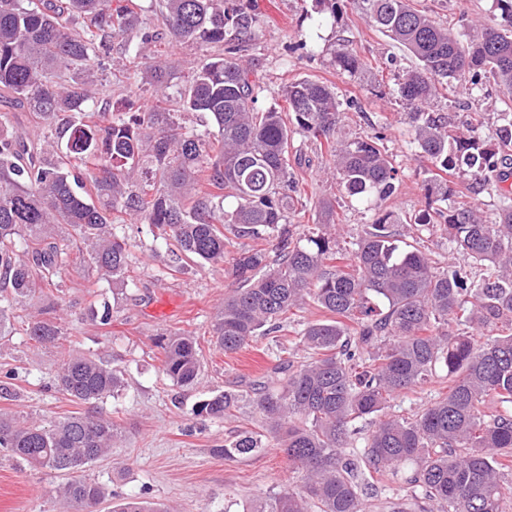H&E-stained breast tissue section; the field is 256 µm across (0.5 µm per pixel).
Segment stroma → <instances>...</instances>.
<instances>
[{"mask_svg": "<svg viewBox=\"0 0 512 512\" xmlns=\"http://www.w3.org/2000/svg\"><path fill=\"white\" fill-rule=\"evenodd\" d=\"M257 15L260 26L241 51L256 71L261 87L259 108L284 106L281 91L300 78L326 81L344 97L358 99L362 109L348 112L341 131L346 135L382 133L393 153L402 158V183L397 196L385 205L341 198L335 180L323 173L318 142L297 135L295 148L306 156L294 166L306 208L294 216L300 227L317 224L319 201L336 204L341 237L360 235L383 210L413 212L426 204L424 181L431 167L423 157L406 153L409 126L395 104L394 75L415 66L401 47L368 26L353 5H346L336 24L323 22L314 0H243ZM414 6L443 21L461 16L488 19L493 0H413ZM348 43L369 64V72L352 78L339 71L333 55L340 43ZM103 103L148 107L153 103L143 75L102 72L98 81ZM506 95L496 84L483 83L479 90L456 92L441 100L440 111L454 113L464 122L469 112L485 114L480 134L492 139L497 114ZM130 245L133 280L127 293L114 297L113 287L93 278L78 252L57 276L58 290L27 300L24 314L35 313L49 299L66 310L63 342L80 353H100L125 373L119 395L101 403L103 414L112 416L122 430L110 457L87 469L89 478L105 484L114 500L128 496L149 503L164 502L176 512H244L255 498L301 486L299 473L288 466L276 449L233 461L215 455V448L232 439L242 419L216 423L193 416L195 404L242 379H258L275 364L277 346H290L297 324L319 319L308 307L284 321L277 338L257 337L233 354L218 351L211 342V324L235 288L225 266L188 263L179 271L167 270L166 245L156 228L147 224L122 227ZM110 303L108 325L91 321L90 304ZM188 330L199 343L200 373L195 387L175 385L162 371L163 347L170 336ZM58 363L55 349L33 347L16 321L9 340L0 342V376L14 371V400L0 399V409L16 415L51 419L76 411V404L54 388ZM60 478L45 470H32L0 448V512H59L54 488Z\"/></svg>", "mask_w": 512, "mask_h": 512, "instance_id": "1", "label": "stroma"}]
</instances>
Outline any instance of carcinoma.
<instances>
[{
  "label": "carcinoma",
  "mask_w": 512,
  "mask_h": 512,
  "mask_svg": "<svg viewBox=\"0 0 512 512\" xmlns=\"http://www.w3.org/2000/svg\"><path fill=\"white\" fill-rule=\"evenodd\" d=\"M365 21L417 62L396 83L410 121L409 148L436 172L426 178V205L416 230L439 231L448 258L398 244L400 218L387 211L346 248L289 220L299 182L290 156L296 133L327 145L338 191L366 202L392 197L401 165L378 132L340 139L342 115L354 101L310 78L283 90L288 111L255 107V71L238 56L259 19L239 0H157L170 42L216 48L193 69L170 104L172 66L147 62L155 103L134 112L98 107L96 73L112 62V34L137 30L140 42L159 33L122 0H0V95L31 113L37 141L0 115V340L12 334L13 310L43 288L66 263L58 244L71 238L98 279L125 285L130 250L118 225L162 230L172 262H224L236 239L276 240L277 258L242 247L229 261L242 287L224 297L212 333L224 353L256 336L281 331L291 310L313 305L328 315L296 332L295 363L278 350L274 379L240 381L198 402L194 414L215 422L248 410L250 425L215 453L227 460L280 450L303 474L252 501L246 512H366L361 486L404 473L420 494V512H506L512 494V193L502 184L512 165V105L504 102L493 140L477 118L460 128L431 109L440 88L472 90L492 77L512 92V0H494L488 23L463 35L415 9L411 0H351ZM340 70L367 68L354 49L334 53ZM199 112L210 128L188 131L178 113ZM462 178L459 183L441 176ZM499 197L486 219L471 194ZM232 199L231 207L224 206ZM61 305L30 316L36 346L63 336ZM489 329L481 341L469 331ZM54 384L88 406L49 423L0 412V448L34 470L64 476L56 490L65 512H90L109 497L86 467L112 454V418L96 404L123 386L120 371L100 354L60 351ZM178 386L199 374L195 337L175 334L163 360ZM448 379L410 416L390 412L402 393ZM367 421L362 451L350 445ZM112 512H172L129 496Z\"/></svg>",
  "instance_id": "obj_1"
}]
</instances>
